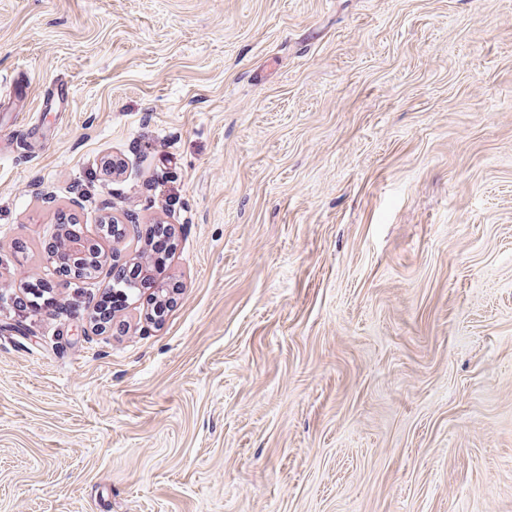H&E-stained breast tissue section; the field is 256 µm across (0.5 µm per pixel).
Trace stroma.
<instances>
[{
  "instance_id": "stroma-1",
  "label": "stroma",
  "mask_w": 512,
  "mask_h": 512,
  "mask_svg": "<svg viewBox=\"0 0 512 512\" xmlns=\"http://www.w3.org/2000/svg\"><path fill=\"white\" fill-rule=\"evenodd\" d=\"M19 75L0 512H512V0H0ZM62 212L171 225L160 324ZM85 246L86 239L81 233L75 232L72 236L64 239V247H62L58 241L49 244L48 255L51 258L56 274L65 278H78V273L75 269V261L73 259L69 261V259L65 258L61 250L65 248L76 255L86 256Z\"/></svg>"
}]
</instances>
